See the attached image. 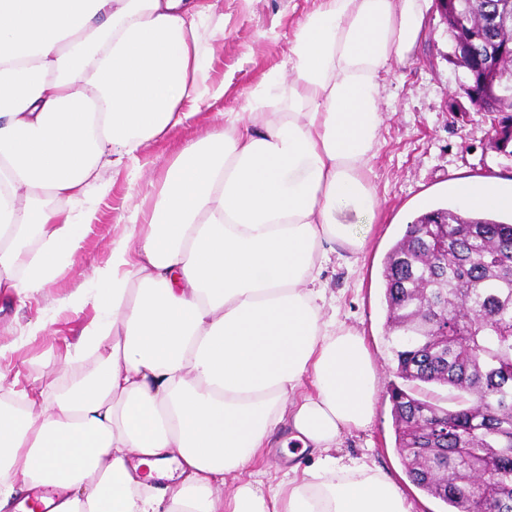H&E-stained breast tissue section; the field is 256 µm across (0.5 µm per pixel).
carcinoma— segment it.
<instances>
[{
	"instance_id": "cac0c4a2",
	"label": "carcinoma",
	"mask_w": 512,
	"mask_h": 512,
	"mask_svg": "<svg viewBox=\"0 0 512 512\" xmlns=\"http://www.w3.org/2000/svg\"><path fill=\"white\" fill-rule=\"evenodd\" d=\"M509 0H463L476 44L508 41L512 22L489 35L488 11ZM506 212L438 207L406 225L385 257L387 339L396 376L389 398L398 452L410 481L445 505L443 512H512V219ZM448 222V253L429 244L427 221ZM448 311V335L433 317ZM453 391L450 408L430 388ZM448 416V438H434L429 417ZM498 471L490 488L479 473L487 455Z\"/></svg>"
}]
</instances>
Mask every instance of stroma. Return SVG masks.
Returning a JSON list of instances; mask_svg holds the SVG:
<instances>
[{"label": "stroma", "instance_id": "35a3bbf8", "mask_svg": "<svg viewBox=\"0 0 512 512\" xmlns=\"http://www.w3.org/2000/svg\"><path fill=\"white\" fill-rule=\"evenodd\" d=\"M318 0H219L224 35L204 38V61L218 97L167 137L145 148L137 169L102 172L89 198L97 211L82 229V244L72 264L54 283L19 304L0 297V372L7 377L0 393L38 376L54 388L89 371L92 361L67 362L70 345L98 315L89 297L96 268L110 257L122 233L116 216L160 182L180 149L224 125L223 113L239 111L250 91L271 71L282 69L304 15ZM451 38L436 9L425 16L422 35L403 62H391L380 99L378 142L363 165V176L377 206L372 215L354 217L363 247L344 252L323 276L346 327L359 333L376 370L373 417L361 429L344 432L337 455L392 478L412 512H440L441 506L410 481L396 448L391 384L395 365L385 340L386 311L382 279L387 252L425 208L451 204L456 187L486 179L512 181V142L500 147L495 123L501 115L481 112L460 91L462 68L450 58ZM79 312H72V305ZM42 320L45 332L33 336L30 323Z\"/></svg>", "mask_w": 512, "mask_h": 512}]
</instances>
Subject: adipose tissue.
Listing matches in <instances>:
<instances>
[{
  "mask_svg": "<svg viewBox=\"0 0 512 512\" xmlns=\"http://www.w3.org/2000/svg\"><path fill=\"white\" fill-rule=\"evenodd\" d=\"M430 2L319 0L283 71L117 216L95 273L102 315L75 346L93 368L0 398V512H31L40 488L52 512H410L389 476L334 454L371 422L376 373L324 313L321 244L362 245L344 213L376 205L359 171L380 81ZM212 17L208 0H0V293L48 288L101 170L212 96ZM284 426L312 462L274 482L252 465Z\"/></svg>",
  "mask_w": 512,
  "mask_h": 512,
  "instance_id": "ef3b65f1",
  "label": "adipose tissue"
}]
</instances>
